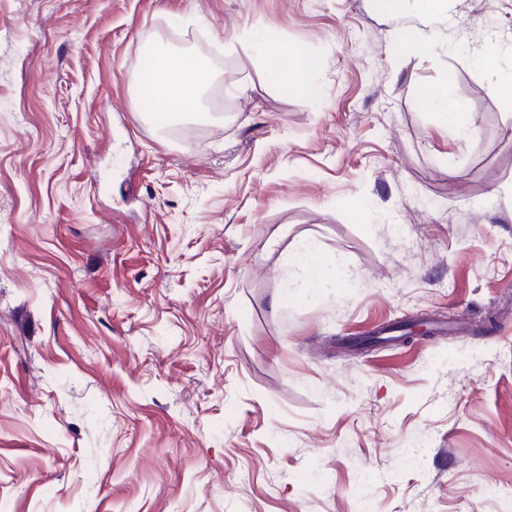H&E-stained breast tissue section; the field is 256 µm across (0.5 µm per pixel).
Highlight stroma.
Wrapping results in <instances>:
<instances>
[{"mask_svg": "<svg viewBox=\"0 0 512 512\" xmlns=\"http://www.w3.org/2000/svg\"><path fill=\"white\" fill-rule=\"evenodd\" d=\"M511 92L512 0H0L8 512H512ZM307 242L347 275L279 301ZM152 99L147 86L133 100V108L143 111V106L152 112H165L171 115L188 111V106L195 100L196 93L205 86L208 76L197 59L187 55L169 51L154 50L152 52ZM159 105H157L156 103ZM429 96L437 104L439 110L442 111L441 115L448 120V124L452 128L462 135L473 134L469 113L463 112L464 106L462 103L448 96L447 88L431 91Z\"/></svg>", "mask_w": 512, "mask_h": 512, "instance_id": "35a3bbf8", "label": "stroma"}]
</instances>
